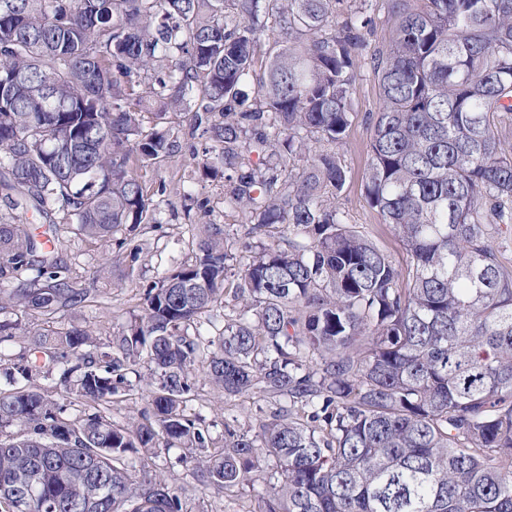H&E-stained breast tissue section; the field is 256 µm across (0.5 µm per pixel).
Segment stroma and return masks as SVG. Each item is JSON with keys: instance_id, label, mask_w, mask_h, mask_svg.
Returning a JSON list of instances; mask_svg holds the SVG:
<instances>
[{"instance_id": "35a3bbf8", "label": "stroma", "mask_w": 512, "mask_h": 512, "mask_svg": "<svg viewBox=\"0 0 512 512\" xmlns=\"http://www.w3.org/2000/svg\"><path fill=\"white\" fill-rule=\"evenodd\" d=\"M380 104L379 89L372 76L359 71L351 95L353 122L337 149L347 171V182L335 203L346 223L355 225L363 236L404 266L408 263L406 252L390 229L381 223L365 193L370 159L368 116L378 112ZM142 176L149 184H166L167 191L159 226L142 229L135 239L140 249L137 261H130L127 249L76 236L63 225L58 228L59 256L79 275L89 298L75 316L59 315L55 322L59 325L72 322L91 329L102 343L121 330L132 314L138 313L144 289L158 274L186 259L188 233L184 214L190 198H185V189H192L194 197L209 199L214 206L219 205L222 197L221 181L203 176L185 151L162 167L144 170ZM197 386L203 399L200 411L211 423V435L218 442L224 439L225 417L234 416L238 428L247 430L254 427L257 418L276 407L273 399L259 394L225 400L203 378ZM177 484L184 489L192 512H255L257 507L254 492L247 486L227 495H204L196 481L182 470L177 473Z\"/></svg>"}]
</instances>
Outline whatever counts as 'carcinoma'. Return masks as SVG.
Masks as SVG:
<instances>
[{
  "mask_svg": "<svg viewBox=\"0 0 512 512\" xmlns=\"http://www.w3.org/2000/svg\"><path fill=\"white\" fill-rule=\"evenodd\" d=\"M344 0H0V315L51 319L88 291L23 224L130 247L161 223L139 171L181 151L265 243L228 252L209 200L195 248L145 289L102 347L70 323L0 356V512H190L169 468L204 490L256 489V512H512V0H391L389 42ZM279 30L260 54L257 33ZM369 60L365 190L400 267L328 202ZM306 160L303 168L297 162ZM147 364V373L138 370ZM279 401L224 444L188 407L197 371ZM150 387L138 417L112 406ZM13 426L20 432H9ZM279 477L266 478L269 459Z\"/></svg>",
  "mask_w": 512,
  "mask_h": 512,
  "instance_id": "carcinoma-1",
  "label": "carcinoma"
}]
</instances>
